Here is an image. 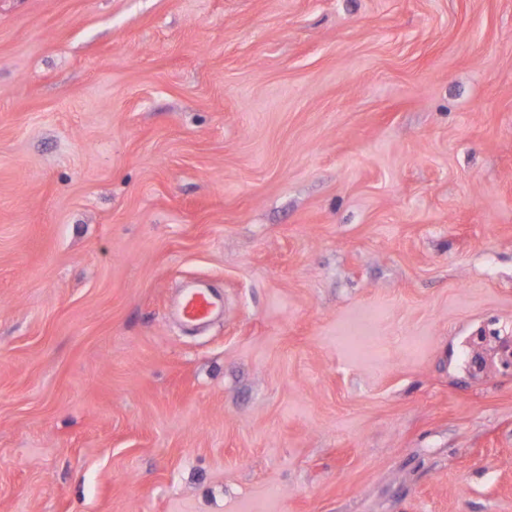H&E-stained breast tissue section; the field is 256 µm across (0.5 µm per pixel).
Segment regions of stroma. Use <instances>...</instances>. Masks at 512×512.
Listing matches in <instances>:
<instances>
[{
  "label": "stroma",
  "mask_w": 512,
  "mask_h": 512,
  "mask_svg": "<svg viewBox=\"0 0 512 512\" xmlns=\"http://www.w3.org/2000/svg\"><path fill=\"white\" fill-rule=\"evenodd\" d=\"M0 512H512V0H0ZM223 306V300L212 293L201 281H191L185 288L184 302L181 307L183 318L196 322L207 318L217 308Z\"/></svg>",
  "instance_id": "1"
}]
</instances>
